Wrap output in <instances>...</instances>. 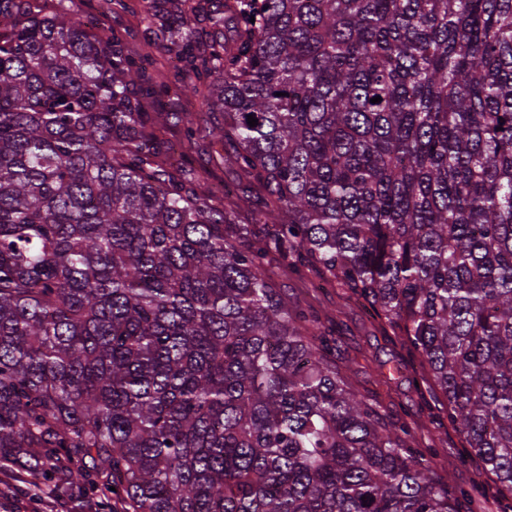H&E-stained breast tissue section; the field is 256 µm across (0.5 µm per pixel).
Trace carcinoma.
Instances as JSON below:
<instances>
[{
    "mask_svg": "<svg viewBox=\"0 0 512 512\" xmlns=\"http://www.w3.org/2000/svg\"><path fill=\"white\" fill-rule=\"evenodd\" d=\"M65 2L0 0V468L112 512H456L277 255L404 338L512 495V0H151L246 222ZM174 119L164 132V138L171 147L170 152L165 155L168 168L173 173L183 169H194L200 175L199 190L208 195L215 193L221 196L220 189L232 186L239 182V172L228 160L217 164L212 159V152L220 151L227 158L232 153L231 145L216 143L210 144L211 137L204 138L195 143L188 142L183 135L182 126L174 125Z\"/></svg>",
    "mask_w": 512,
    "mask_h": 512,
    "instance_id": "obj_1",
    "label": "carcinoma"
}]
</instances>
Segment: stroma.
Listing matches in <instances>:
<instances>
[{"mask_svg":"<svg viewBox=\"0 0 512 512\" xmlns=\"http://www.w3.org/2000/svg\"><path fill=\"white\" fill-rule=\"evenodd\" d=\"M130 2L132 8L128 11L109 10L105 0H70L69 6L94 25L128 33L129 52L135 56L148 54L154 59L158 77L167 84L168 93L158 103L146 104V111H205L202 97L180 94L181 76L166 42L146 29L140 14L134 12V5L141 0ZM164 137L170 146L165 157L170 171L196 170L202 193L216 194L222 187L238 183L239 173L234 165L212 159L217 150L231 154V146L206 139L188 142L181 126L174 124L168 126ZM272 266L279 274L280 287L291 300L312 307L322 323L334 328L336 363L353 385L380 404L388 421L407 425L421 446H432L437 475L454 491L458 512H512V497L500 499L491 492L473 494V487L481 481L478 467L467 457L463 437L446 423L443 396L412 385L416 361L402 338L375 321L360 302L346 299L342 289L318 287L316 278L311 276L298 278L277 258ZM18 487L17 498L0 501V512H85L82 497L66 498L60 506L48 488H35L23 479Z\"/></svg>","mask_w":512,"mask_h":512,"instance_id":"35a3bbf8","label":"stroma"}]
</instances>
